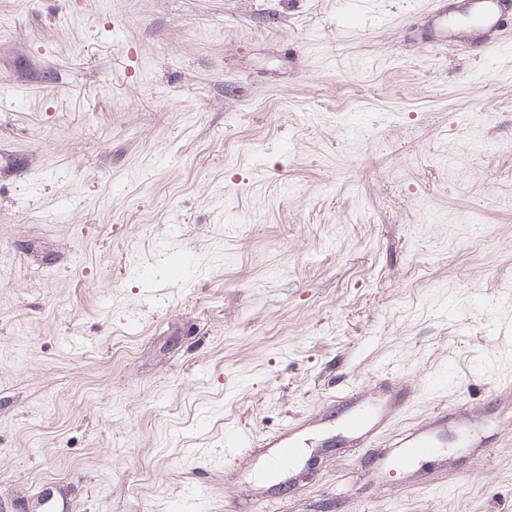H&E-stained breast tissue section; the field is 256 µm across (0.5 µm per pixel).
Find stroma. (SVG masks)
Returning a JSON list of instances; mask_svg holds the SVG:
<instances>
[{
    "label": "stroma",
    "mask_w": 512,
    "mask_h": 512,
    "mask_svg": "<svg viewBox=\"0 0 512 512\" xmlns=\"http://www.w3.org/2000/svg\"><path fill=\"white\" fill-rule=\"evenodd\" d=\"M428 6L0 0V512H239L226 433L388 389L481 446L339 439L266 512H512V38ZM435 7L421 26H410L411 41L448 46L459 38V31L470 30L487 51L501 46L512 21L511 0H433ZM394 448L389 460L397 469L412 467L418 460L437 457L441 446L436 434L422 425H414L390 439Z\"/></svg>",
    "instance_id": "obj_1"
}]
</instances>
